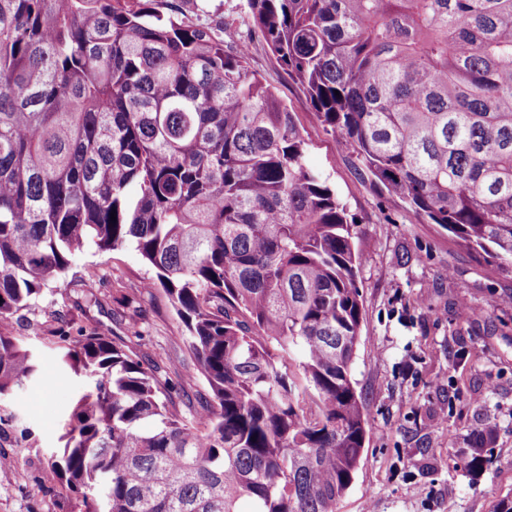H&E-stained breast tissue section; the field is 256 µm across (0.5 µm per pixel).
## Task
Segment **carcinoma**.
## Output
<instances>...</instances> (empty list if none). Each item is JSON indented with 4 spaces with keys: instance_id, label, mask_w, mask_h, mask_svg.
<instances>
[{
    "instance_id": "carcinoma-1",
    "label": "carcinoma",
    "mask_w": 512,
    "mask_h": 512,
    "mask_svg": "<svg viewBox=\"0 0 512 512\" xmlns=\"http://www.w3.org/2000/svg\"><path fill=\"white\" fill-rule=\"evenodd\" d=\"M247 4L230 49L171 0H0V398L40 374L11 321L87 245L135 246L208 386L184 415L159 363L61 333L78 512H338L357 473V221L255 35L372 182L512 272V0Z\"/></svg>"
}]
</instances>
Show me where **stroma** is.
Segmentation results:
<instances>
[{
    "instance_id": "obj_1",
    "label": "stroma",
    "mask_w": 512,
    "mask_h": 512,
    "mask_svg": "<svg viewBox=\"0 0 512 512\" xmlns=\"http://www.w3.org/2000/svg\"><path fill=\"white\" fill-rule=\"evenodd\" d=\"M182 8L193 21L224 22L228 43L248 16L247 0H183ZM249 62L293 112L307 164L358 221L363 308L352 379L367 436L338 512H492L512 494V307L494 303L512 274L439 226L413 221L403 201L363 178L264 42H252ZM153 275L133 247H89L15 318L13 335L43 352L42 376L0 399V456L10 461L0 469V512H72L76 500L48 461L73 400L89 387L60 367V331L123 343L144 362L160 361L162 377L189 378V393L206 392L165 293L143 286ZM483 427L493 431L492 462L474 473L458 452Z\"/></svg>"
}]
</instances>
